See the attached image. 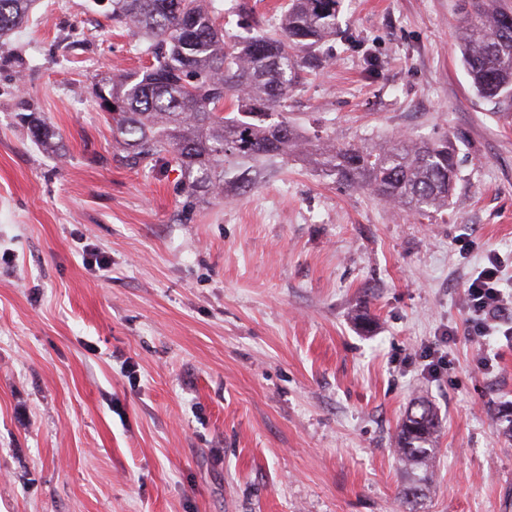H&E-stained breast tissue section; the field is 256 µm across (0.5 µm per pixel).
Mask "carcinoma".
<instances>
[{"instance_id":"obj_1","label":"carcinoma","mask_w":512,"mask_h":512,"mask_svg":"<svg viewBox=\"0 0 512 512\" xmlns=\"http://www.w3.org/2000/svg\"><path fill=\"white\" fill-rule=\"evenodd\" d=\"M36 0H0V50ZM457 27L462 63L476 95L491 103L512 98V25L496 0H475ZM112 21L141 34L151 57L138 72L95 84L98 103L112 102V134L129 165L162 156L179 170L185 209L244 194L276 158L304 154L339 182L365 188L380 201L420 216L448 207L458 167L451 139L396 138L362 148L299 132L290 120L293 92L307 54L336 34L339 0H289L279 26L264 36L224 41L208 0H109ZM32 139L52 145L45 122L29 121ZM438 419L417 400L395 435L408 477L401 497L419 498L430 479Z\"/></svg>"}]
</instances>
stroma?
I'll use <instances>...</instances> for the list:
<instances>
[{"instance_id": "1", "label": "stroma", "mask_w": 512, "mask_h": 512, "mask_svg": "<svg viewBox=\"0 0 512 512\" xmlns=\"http://www.w3.org/2000/svg\"><path fill=\"white\" fill-rule=\"evenodd\" d=\"M463 7L340 0L292 108L340 143L451 138L448 210L292 157L185 220L179 172L121 163L92 93L144 42L37 0L0 54V512H512V335L464 299L492 254L512 287V99L474 94ZM417 397L440 431L411 507L393 438Z\"/></svg>"}]
</instances>
